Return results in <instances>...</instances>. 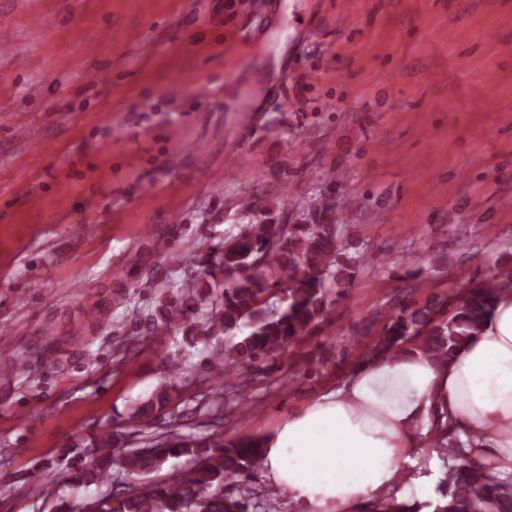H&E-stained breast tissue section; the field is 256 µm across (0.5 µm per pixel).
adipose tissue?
I'll return each mask as SVG.
<instances>
[{
  "mask_svg": "<svg viewBox=\"0 0 512 512\" xmlns=\"http://www.w3.org/2000/svg\"><path fill=\"white\" fill-rule=\"evenodd\" d=\"M434 408L455 420L477 461L512 474V289L448 362L408 346L289 415L264 441V476L304 512L430 494L445 453L427 429Z\"/></svg>",
  "mask_w": 512,
  "mask_h": 512,
  "instance_id": "obj_1",
  "label": "adipose tissue"
}]
</instances>
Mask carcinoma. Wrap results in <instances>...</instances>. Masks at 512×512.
I'll return each instance as SVG.
<instances>
[{
  "instance_id": "cac0c4a2",
  "label": "carcinoma",
  "mask_w": 512,
  "mask_h": 512,
  "mask_svg": "<svg viewBox=\"0 0 512 512\" xmlns=\"http://www.w3.org/2000/svg\"><path fill=\"white\" fill-rule=\"evenodd\" d=\"M242 211L250 216L237 232L215 242L200 243L193 260L204 276L184 274L174 282L178 296L147 314L148 334L172 329L183 331L188 344H211L224 360V370L213 373L210 394L215 396L213 424H224V397L247 402L255 372L283 348L314 333L354 284L364 262L349 253L340 225L325 197L316 199L304 222H268L254 217L258 201L249 192ZM506 283L487 278L466 288L453 301L422 307L403 300L384 312V323L373 344L364 348L360 361L381 358L408 345H417L434 360L446 363L471 337L479 335L491 319L494 305ZM283 296V306L268 311L269 301ZM248 335L236 338L240 327ZM176 377L151 398L139 404L136 417H147L170 401ZM441 439L448 442V466L438 487L432 512H512V475L504 478L469 460L470 449L461 444L458 430L438 414L431 417ZM263 438L224 440V434L198 437L172 429L149 432L129 440L105 431L91 440L90 460L73 469L69 480L97 484L112 480V465H119L130 489L109 492L87 500L93 512H252L249 501L224 495V480L247 476L261 466ZM191 456L195 466L166 484L142 481L169 458ZM419 501L373 499L362 512H421Z\"/></svg>"
}]
</instances>
